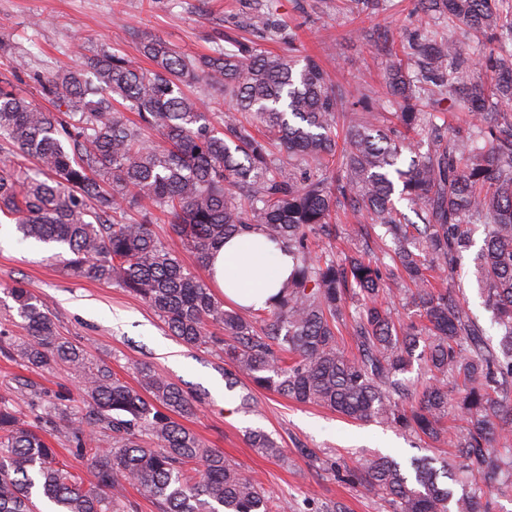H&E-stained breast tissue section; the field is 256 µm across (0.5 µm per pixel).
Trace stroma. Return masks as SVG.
<instances>
[{
	"mask_svg": "<svg viewBox=\"0 0 512 512\" xmlns=\"http://www.w3.org/2000/svg\"><path fill=\"white\" fill-rule=\"evenodd\" d=\"M282 25L271 39L249 27L255 11ZM40 26H30L32 16ZM417 0H380L374 13L358 12L353 0H0V42L28 56L32 73L19 84L34 103L42 97L32 78L46 67L69 63L71 49L82 43L86 56L101 44L145 66L138 37H161L188 55L210 53L232 37L261 52L314 57L331 80L351 94L371 92L386 101L387 50L401 47L409 34L430 24ZM44 246L18 242L10 224L0 225V332L25 337L16 305L7 292L22 282L49 310L60 335L81 345L91 361L107 363L119 377L136 384L141 364H149L201 399L195 414L182 423L209 447L220 450L245 474L255 476L288 512H321L341 503L345 512H387L382 500L361 486L339 481L332 463L348 465L378 452L408 464L428 454L452 458L451 446H425L419 438L377 424H359L330 410L254 387L239 377L224 380V356L215 348H192L171 336L156 313L139 297L113 284L64 271ZM79 393L80 384L64 366L35 371L0 356V404L23 409L28 393ZM252 393L250 411L239 397ZM260 429L283 448V460L252 448L247 432Z\"/></svg>",
	"mask_w": 512,
	"mask_h": 512,
	"instance_id": "35a3bbf8",
	"label": "stroma"
}]
</instances>
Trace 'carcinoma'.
Listing matches in <instances>:
<instances>
[{"label": "carcinoma", "instance_id": "obj_1", "mask_svg": "<svg viewBox=\"0 0 512 512\" xmlns=\"http://www.w3.org/2000/svg\"><path fill=\"white\" fill-rule=\"evenodd\" d=\"M433 17L483 32L475 59L451 36L425 31L406 63L390 53L388 102L396 122L350 121L336 140L339 110L375 108L347 100L322 68L303 55H267L246 44L189 57L166 40L140 37L153 69L135 67L103 46L84 64L35 74L56 107L45 111L0 81V213L15 221L18 241L50 246L65 269L127 288L192 347L216 346L260 389L326 407L354 421L379 422L448 440L452 409L466 422L450 442L460 463L422 456L409 473L380 455L361 459L345 479L390 498L394 512H494L512 497V4L509 0H418ZM251 27L281 35L264 12ZM490 72L491 92L472 81ZM202 83L234 102L214 124ZM452 101L476 123L442 134ZM138 120H130L125 111ZM431 132L420 153L409 134ZM409 160L403 161V153ZM405 200L416 219L399 209ZM366 213L385 229L382 243L357 235L362 248L339 256L313 245L332 240L337 207ZM195 254L199 272L153 230L155 212ZM248 230L290 254L295 266L269 309H225L201 272L213 251ZM483 231L473 275L499 329L497 344L463 301L453 280ZM452 282L436 290L431 280ZM404 278L417 319L396 326L380 301L390 280ZM28 336L0 339V354L33 368L67 366L81 379L87 413L73 399L30 393L31 422L0 406V512H126L124 483L162 512H282L256 479L209 448L176 417L195 414V398L148 364L134 387L59 335L43 302L20 284L8 289ZM351 320L355 350L337 340ZM263 328H256L258 322ZM424 360L420 385L400 375ZM48 427L85 461L96 484L60 461L42 435ZM112 431V446L97 434ZM261 453L284 457L263 431L249 433Z\"/></svg>", "mask_w": 512, "mask_h": 512}]
</instances>
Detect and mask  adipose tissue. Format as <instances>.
<instances>
[{"mask_svg": "<svg viewBox=\"0 0 512 512\" xmlns=\"http://www.w3.org/2000/svg\"><path fill=\"white\" fill-rule=\"evenodd\" d=\"M293 268L287 252L249 231L227 240L211 258L210 283L226 301L269 308Z\"/></svg>", "mask_w": 512, "mask_h": 512, "instance_id": "1", "label": "adipose tissue"}]
</instances>
